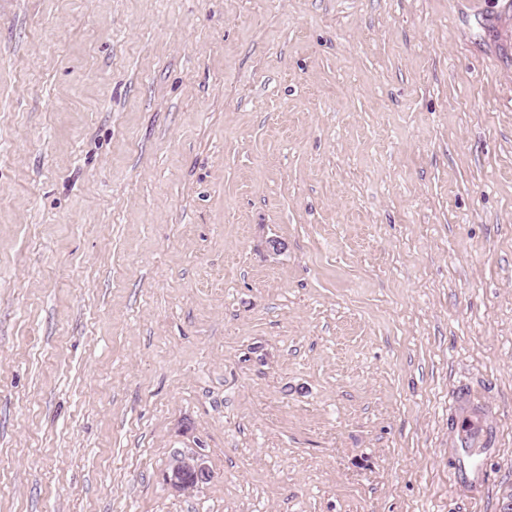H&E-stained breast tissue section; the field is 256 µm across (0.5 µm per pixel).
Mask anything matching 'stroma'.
<instances>
[{"label": "stroma", "mask_w": 512, "mask_h": 512, "mask_svg": "<svg viewBox=\"0 0 512 512\" xmlns=\"http://www.w3.org/2000/svg\"><path fill=\"white\" fill-rule=\"evenodd\" d=\"M510 491L512 0H0V512ZM210 477L205 458L199 452H176L164 479L177 492H187Z\"/></svg>", "instance_id": "obj_1"}]
</instances>
